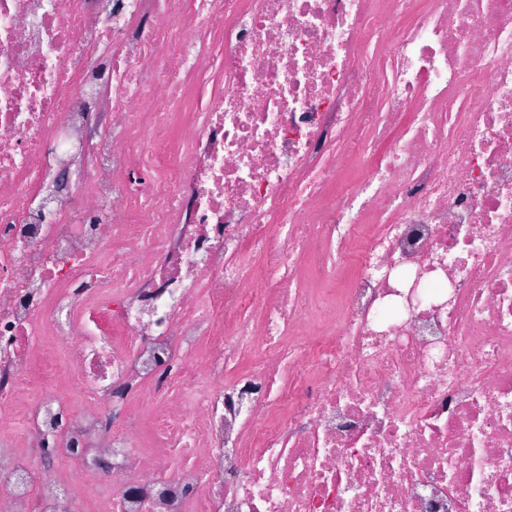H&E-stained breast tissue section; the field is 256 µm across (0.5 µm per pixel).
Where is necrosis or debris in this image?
I'll return each mask as SVG.
<instances>
[{"mask_svg":"<svg viewBox=\"0 0 512 512\" xmlns=\"http://www.w3.org/2000/svg\"><path fill=\"white\" fill-rule=\"evenodd\" d=\"M0 512H512V0H0Z\"/></svg>","mask_w":512,"mask_h":512,"instance_id":"4bbe7bcc","label":"necrosis or debris"}]
</instances>
